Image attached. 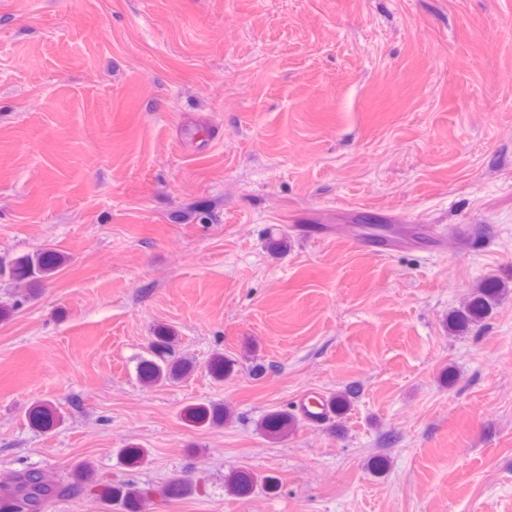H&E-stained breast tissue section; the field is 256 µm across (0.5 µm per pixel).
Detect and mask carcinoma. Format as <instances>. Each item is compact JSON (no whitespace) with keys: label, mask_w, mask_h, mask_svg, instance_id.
Here are the masks:
<instances>
[{"label":"carcinoma","mask_w":512,"mask_h":512,"mask_svg":"<svg viewBox=\"0 0 512 512\" xmlns=\"http://www.w3.org/2000/svg\"><path fill=\"white\" fill-rule=\"evenodd\" d=\"M65 256L50 249L42 248L10 261L9 274L18 283L39 282L54 275L64 264ZM506 285L494 279L481 282L473 289L470 299L463 310L448 318V329L463 332L470 325L480 321L489 311ZM171 335L162 330L153 345L155 358L142 361L139 369L141 379L155 385L176 379L187 365L174 364L166 360ZM55 415V409L49 404L35 407L29 412L31 422L39 427L49 426ZM227 411L219 408H195L189 411L193 420H209L219 424L224 421ZM291 422V416L284 412L268 415L264 421L267 432L279 434ZM92 470L86 464L73 469V480L51 482L38 470H26L11 476L0 484V512H43L45 504L58 497L71 494L81 485L91 481Z\"/></svg>","instance_id":"cac0c4a2"}]
</instances>
